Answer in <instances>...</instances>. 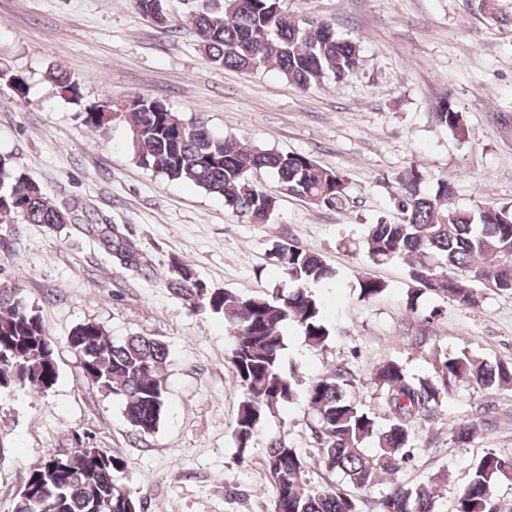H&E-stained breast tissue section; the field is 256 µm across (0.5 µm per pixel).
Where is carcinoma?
Returning <instances> with one entry per match:
<instances>
[{
	"label": "carcinoma",
	"instance_id": "1",
	"mask_svg": "<svg viewBox=\"0 0 512 512\" xmlns=\"http://www.w3.org/2000/svg\"><path fill=\"white\" fill-rule=\"evenodd\" d=\"M163 0H133L143 17L162 27L168 23ZM190 20L198 50L214 65L254 72L276 66L291 85L309 90L332 78L342 82L361 65L358 41L336 33L329 22H304L290 14L283 0H196ZM48 79L64 100L82 103L80 84L62 71ZM0 80L20 99L28 94L25 76L0 66ZM85 126L100 129L123 118L134 159L171 181L191 183L219 196L232 212L266 224L276 199L253 178L274 174L289 195L317 206L341 209L348 203L344 177L312 156L263 149L233 138L217 137L202 121H188L163 101L134 96V104L117 108L104 101L83 106ZM435 122L463 138V113L444 99L432 113ZM423 172L412 167L399 177L393 194V216L369 225L356 241L342 245L373 264L403 259L413 288L407 307L417 309L425 294L449 299L462 308L481 305L483 293H512V209L487 204L474 210L452 207L454 184L435 181L424 193ZM93 212L54 205L41 186L20 169L14 156L0 151V224L22 219L28 224H72ZM103 242L124 265L151 276L145 263L116 229L102 233ZM270 259L282 269L292 288L241 296L209 288L191 264L174 259L168 288L192 308L221 314L230 328L229 360L235 384L242 391L234 425L236 447L245 454L269 414L292 402L297 390L293 368L284 367L285 329L297 328L311 348L324 345L331 330L312 287L329 281L333 271L316 252L291 239L274 243ZM355 288L363 299H374L387 283L368 274ZM80 357L82 377L105 395L123 403L128 426L136 433L155 432L165 413L168 346L149 335L114 340L100 324L88 321L69 337ZM58 381L55 346L41 317L11 285L0 282V393L49 392ZM388 423L375 430L370 413L348 394L354 372L346 365L310 384L306 402L312 410L322 445L320 463L343 475L354 490L366 491L381 478L389 490L374 504L375 512H433L434 492L427 483H396L394 475L410 462L412 427L432 419L452 384H475L486 391L512 385V363L490 365L468 352L443 356L427 377L409 374L397 360L373 368ZM491 418L466 421L455 428L457 442L466 444ZM375 441V447L362 443ZM127 462L101 448H76L58 453L25 473L13 512H141V499L121 474ZM265 468L274 488L273 512H359V500L335 487L306 488L307 457L288 446L285 437L270 438ZM512 477V458L493 451L482 455L470 480L458 494L454 512H501L494 489Z\"/></svg>",
	"mask_w": 512,
	"mask_h": 512
}]
</instances>
